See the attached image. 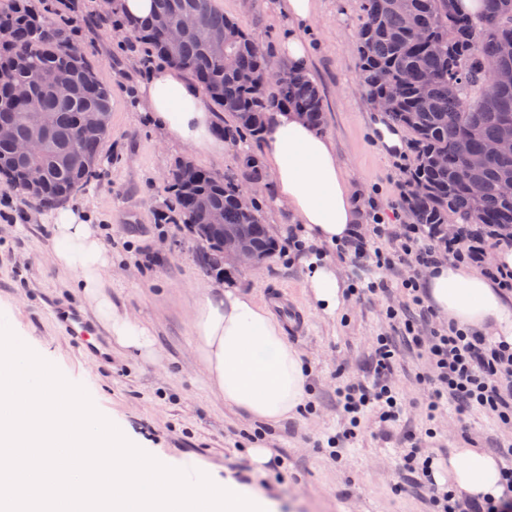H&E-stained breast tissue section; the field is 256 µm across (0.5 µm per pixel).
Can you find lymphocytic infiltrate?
I'll use <instances>...</instances> for the list:
<instances>
[{
    "instance_id": "lymphocytic-infiltrate-1",
    "label": "lymphocytic infiltrate",
    "mask_w": 512,
    "mask_h": 512,
    "mask_svg": "<svg viewBox=\"0 0 512 512\" xmlns=\"http://www.w3.org/2000/svg\"><path fill=\"white\" fill-rule=\"evenodd\" d=\"M380 238L387 239L389 250L377 247ZM491 246L512 249V230L500 233L479 224H460L450 234L445 228L428 224H402L394 229L377 223L371 233L360 232L337 244V254L357 266L402 265L409 270L401 282L407 303L386 310L394 333L376 339L372 380L345 386L338 393L351 426H359L368 411L383 423L399 421L404 401L388 377L395 371L403 348L418 352L428 365L427 372L415 376L427 391L426 412H434L448 400L456 404L460 416L478 409L512 426V346L489 342L476 331L434 326L433 311L426 306L416 277L417 270L443 258L484 267L502 293H512V270L484 265ZM432 464L431 456L422 451L421 437L406 435L399 469L406 486L426 499L431 512H512V497L478 494L462 498L454 491L440 489L434 482Z\"/></svg>"
}]
</instances>
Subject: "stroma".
Instances as JSON below:
<instances>
[{
  "label": "stroma",
  "instance_id": "stroma-1",
  "mask_svg": "<svg viewBox=\"0 0 512 512\" xmlns=\"http://www.w3.org/2000/svg\"><path fill=\"white\" fill-rule=\"evenodd\" d=\"M99 0H53L60 21L81 16L88 29L74 40L111 91L110 132L103 139L100 177L80 187L62 205L21 202L17 190L0 180V305L13 306L28 341L41 348L63 376L87 389L103 411L124 419L134 436L177 463L205 466L221 478L261 489L278 502V512H426L425 501L404 488L398 469L402 438L432 430V452L446 463L452 448H478L492 455L512 443V429L493 416L472 411L466 426L451 403L434 416L423 409L424 392L415 381L423 359L403 353L391 383L406 403L399 422L380 424L363 417L351 438L339 406L338 388L371 381V345L389 333L384 310L405 296L399 268L356 267L340 258L341 275L351 294L329 317L307 302L305 270L289 257L293 220L275 203L273 182L262 173L264 189L255 208L276 242L275 250L248 268L231 263L209 267L200 245L183 224L170 189L177 164L190 159L198 168L228 175L247 187L254 177L247 161L262 158L264 137L239 128L231 114L216 113V124L233 140L223 156L166 145L160 132L134 109L142 73L159 64L144 43L128 46L112 34L118 16L95 24ZM225 16L237 21L277 69L286 63L277 45L288 21L266 0H217ZM363 21L361 0H319L309 33L313 57L309 74L325 106L324 133L336 142L337 155L363 199L362 225L382 216L388 224H409L403 205L405 171L412 151L384 158L370 136L372 105L359 88L357 43ZM88 214L103 230V244L115 262L106 290L119 308L140 316L151 328L160 364H148L112 347L92 311L70 290V279L52 263L54 216L59 207ZM383 281L388 292L373 300L353 291ZM255 291L266 298L287 290L305 317L306 331L289 335L310 367L308 410L280 424L256 422L224 405L209 388L192 356L187 319L190 304L205 286ZM77 308L99 339L97 349L76 346L57 312ZM268 448L283 459L281 471L257 466L249 450Z\"/></svg>",
  "mask_w": 512,
  "mask_h": 512
}]
</instances>
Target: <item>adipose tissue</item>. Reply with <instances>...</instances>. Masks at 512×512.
I'll return each instance as SVG.
<instances>
[{"instance_id": "1", "label": "adipose tissue", "mask_w": 512, "mask_h": 512, "mask_svg": "<svg viewBox=\"0 0 512 512\" xmlns=\"http://www.w3.org/2000/svg\"><path fill=\"white\" fill-rule=\"evenodd\" d=\"M288 20L279 47L289 68L305 70L313 47L306 33L317 0H274ZM136 105L170 143L220 156L225 141L216 132L200 86L171 66L151 67L137 90ZM265 162L276 201L298 224L299 261L305 268L310 303L332 315L344 301V283L327 250L358 232L361 200L336 155L331 137L295 110L272 112L266 125ZM54 265L71 275V290L93 309L112 344L129 356L159 362L150 327L115 306L105 291L112 254L84 213L66 209L54 219ZM427 300L438 315L463 328L489 331L512 345V301L491 280L464 263L438 260L422 278ZM193 349L211 390L249 419L276 425L295 415L307 400V367L280 322L254 294L214 287L190 316ZM501 465L474 448H454L447 476L457 492L501 497Z\"/></svg>"}]
</instances>
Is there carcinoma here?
<instances>
[{
  "label": "carcinoma",
  "mask_w": 512,
  "mask_h": 512,
  "mask_svg": "<svg viewBox=\"0 0 512 512\" xmlns=\"http://www.w3.org/2000/svg\"><path fill=\"white\" fill-rule=\"evenodd\" d=\"M43 0H11L0 9V69L27 85L35 111L0 86V174L22 194L50 204L65 200L96 176L99 145L110 129L111 96L98 71L41 5ZM154 12L187 20L192 35L176 46L152 19L133 23L131 37L150 45L169 63L189 71L204 94L238 124L258 136L266 111L291 107L313 126L323 124V100L305 72L289 71L274 85L262 83L269 63L239 23L224 16L215 0H154ZM475 21L455 10V0H362L359 30V81L368 97L382 96L386 112L407 128L415 149L408 170L404 204L418 224H485L512 227V196L501 185L512 180V151L486 154L501 124L512 121V85L492 86L489 64L512 67V0H484ZM54 69L72 94L59 99L38 82ZM46 126L43 152L30 160L15 149L31 129L33 117ZM98 127L81 136L84 126ZM44 169L41 183L27 187L24 172L32 163ZM478 181V197L470 184ZM171 188L184 223L206 243V259L224 258V231H237L267 254L273 242L256 211L237 203L242 191L232 179L218 177L189 161L172 175ZM211 209L224 213V226L199 228Z\"/></svg>",
  "instance_id": "obj_1"
}]
</instances>
